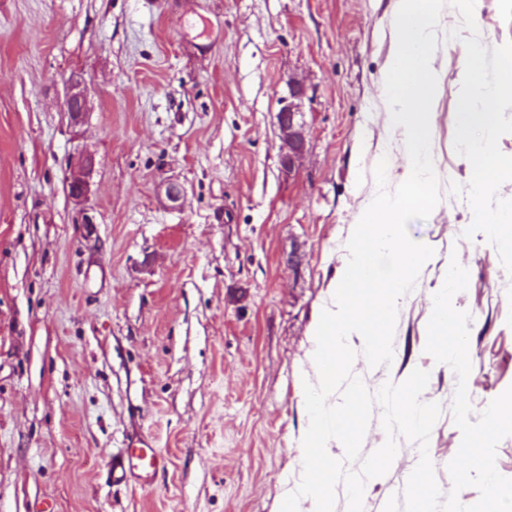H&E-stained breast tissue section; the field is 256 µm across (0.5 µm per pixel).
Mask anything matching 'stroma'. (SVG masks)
<instances>
[{
    "label": "stroma",
    "instance_id": "35a3bbf8",
    "mask_svg": "<svg viewBox=\"0 0 512 512\" xmlns=\"http://www.w3.org/2000/svg\"><path fill=\"white\" fill-rule=\"evenodd\" d=\"M397 0H0V512H276L303 474L313 326L334 297L346 243L377 192L404 179L405 147L381 79ZM487 48L512 41V0H476ZM441 11L434 53L440 202L409 237L433 248L399 302L390 365L352 371L370 392L429 371L441 412L427 450L442 493L462 433L457 376L426 353L451 259L469 272L474 413L512 386V274L452 183L463 43ZM90 99L73 125V77ZM306 152L282 166L281 100L293 84ZM96 168L84 204L66 178ZM179 185L180 204L161 186ZM87 211L93 228L79 224ZM147 435L168 457L150 486H114L111 449ZM363 512L403 497L420 453L398 438Z\"/></svg>",
    "mask_w": 512,
    "mask_h": 512
}]
</instances>
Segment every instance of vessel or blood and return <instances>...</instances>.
I'll use <instances>...</instances> for the list:
<instances>
[{
  "mask_svg": "<svg viewBox=\"0 0 512 512\" xmlns=\"http://www.w3.org/2000/svg\"><path fill=\"white\" fill-rule=\"evenodd\" d=\"M168 464L167 456L153 448L148 440L137 438L127 447L112 451L107 480L114 485L145 487L152 484L156 475L164 471Z\"/></svg>",
  "mask_w": 512,
  "mask_h": 512,
  "instance_id": "1",
  "label": "vessel or blood"
}]
</instances>
